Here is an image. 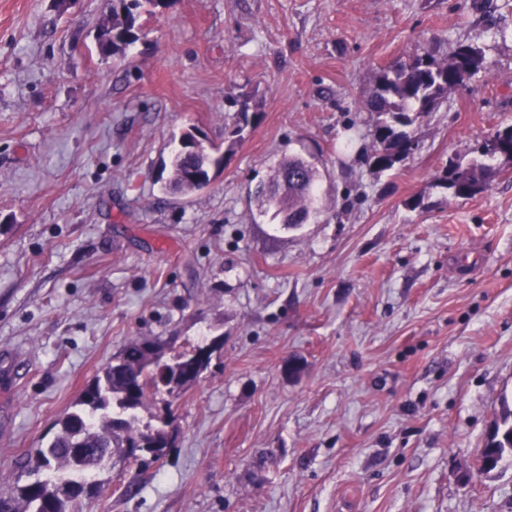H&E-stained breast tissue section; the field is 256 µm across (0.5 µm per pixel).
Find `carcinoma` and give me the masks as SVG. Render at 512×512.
<instances>
[{
    "mask_svg": "<svg viewBox=\"0 0 512 512\" xmlns=\"http://www.w3.org/2000/svg\"><path fill=\"white\" fill-rule=\"evenodd\" d=\"M150 5L162 7V0H112L111 14L97 28L99 52L122 56L138 40L135 10ZM490 70L483 51L459 46L450 56L438 58L426 51L408 63L387 67L375 78L374 93L365 100L366 111L376 117L372 136L373 164L391 169L409 157L415 137L410 131L419 118L433 111L448 92L467 79ZM220 147L199 143V149L187 156L177 151L170 161V176L163 185L169 193L195 194L210 183V168L218 164L214 154ZM482 160L464 168L466 182L451 178L456 164L449 163L442 185L457 197H471L485 190L493 174L494 156L480 152ZM318 171L298 156L278 162L270 184L256 190L260 207L274 209L282 224L296 228L316 214ZM203 343H189L183 352L166 359L156 339L133 338L119 358L108 363L87 386L74 410L61 421V430L34 458L35 471L48 476L15 487L8 496H0V512H74L77 486H91L88 478L112 456L127 460L137 455L127 451L145 432L154 433L157 448H168L164 429L140 425L137 411L159 395L181 390L184 381L178 371L183 356L202 351ZM480 454L503 460L512 457V407H504L495 421V434Z\"/></svg>",
    "mask_w": 512,
    "mask_h": 512,
    "instance_id": "obj_1",
    "label": "carcinoma"
}]
</instances>
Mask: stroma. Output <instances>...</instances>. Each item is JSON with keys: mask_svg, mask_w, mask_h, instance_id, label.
<instances>
[{"mask_svg": "<svg viewBox=\"0 0 512 512\" xmlns=\"http://www.w3.org/2000/svg\"><path fill=\"white\" fill-rule=\"evenodd\" d=\"M108 11L0 0V494L129 339L217 338L139 411L173 448L114 458L79 512H512V460L473 469L512 397V160L472 197L437 182L512 125V0H169L120 59ZM461 44L490 71L370 165L376 75ZM191 128L222 162L174 198ZM291 155L320 171L297 229L254 199Z\"/></svg>", "mask_w": 512, "mask_h": 512, "instance_id": "stroma-1", "label": "stroma"}]
</instances>
